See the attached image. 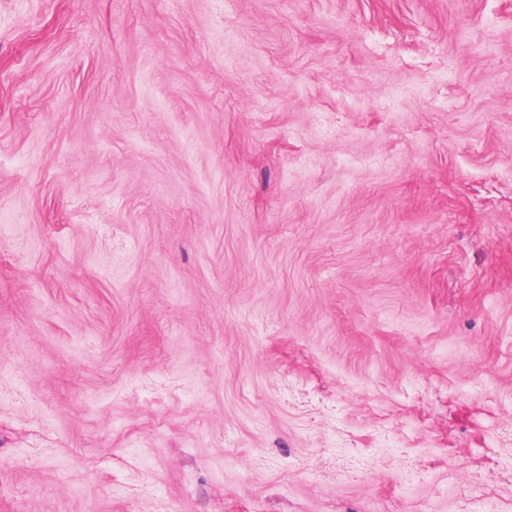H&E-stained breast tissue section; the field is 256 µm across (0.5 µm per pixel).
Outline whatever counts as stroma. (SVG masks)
<instances>
[{"label":"stroma","mask_w":512,"mask_h":512,"mask_svg":"<svg viewBox=\"0 0 512 512\" xmlns=\"http://www.w3.org/2000/svg\"><path fill=\"white\" fill-rule=\"evenodd\" d=\"M0 512H512V0H0Z\"/></svg>","instance_id":"35a3bbf8"}]
</instances>
